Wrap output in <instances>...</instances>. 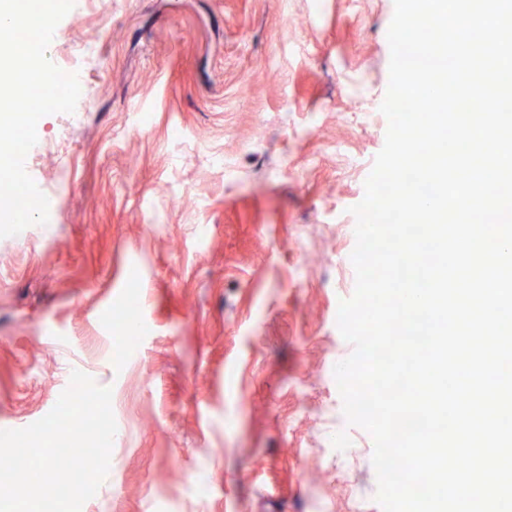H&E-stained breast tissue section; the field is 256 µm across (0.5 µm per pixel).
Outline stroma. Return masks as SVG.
<instances>
[{"label": "stroma", "instance_id": "1", "mask_svg": "<svg viewBox=\"0 0 512 512\" xmlns=\"http://www.w3.org/2000/svg\"><path fill=\"white\" fill-rule=\"evenodd\" d=\"M77 2L48 51L88 53L85 121L42 117L28 170L59 203L0 238V429L78 369L118 434L82 512H382L334 367L394 0Z\"/></svg>", "mask_w": 512, "mask_h": 512}]
</instances>
